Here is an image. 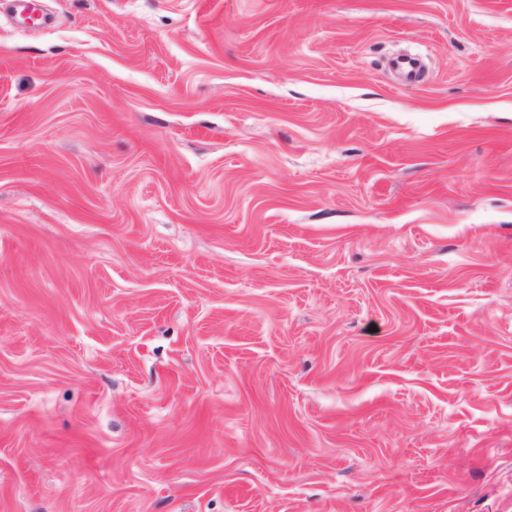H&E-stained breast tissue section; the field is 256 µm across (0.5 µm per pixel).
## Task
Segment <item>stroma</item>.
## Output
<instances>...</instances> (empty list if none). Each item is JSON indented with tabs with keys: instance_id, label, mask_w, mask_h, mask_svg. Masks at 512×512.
Returning a JSON list of instances; mask_svg holds the SVG:
<instances>
[{
	"instance_id": "stroma-1",
	"label": "stroma",
	"mask_w": 512,
	"mask_h": 512,
	"mask_svg": "<svg viewBox=\"0 0 512 512\" xmlns=\"http://www.w3.org/2000/svg\"><path fill=\"white\" fill-rule=\"evenodd\" d=\"M5 4L0 512H512V0Z\"/></svg>"
}]
</instances>
